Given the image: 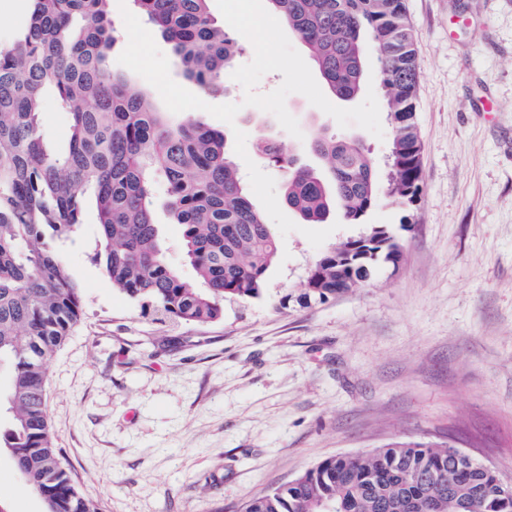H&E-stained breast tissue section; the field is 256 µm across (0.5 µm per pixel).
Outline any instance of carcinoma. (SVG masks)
<instances>
[{"mask_svg":"<svg viewBox=\"0 0 512 512\" xmlns=\"http://www.w3.org/2000/svg\"><path fill=\"white\" fill-rule=\"evenodd\" d=\"M23 36L0 47V397L10 423L0 440L45 512H99L78 490L56 448L47 413L48 366L83 313L82 288L60 250L96 213L94 260L112 286L161 320L203 326L224 319V302L260 299L278 251L226 146L227 131L173 125L147 95L108 68L117 42L108 0H31ZM180 56L202 90L224 81L238 47L211 17L208 0H132ZM308 47L330 93L355 99L365 40L380 51L381 85L394 129L388 187L380 192L358 138L315 134L301 162L276 140L256 150L280 173L282 201L305 224L333 214L356 224L381 198L400 208L421 193L422 142L415 121L418 63L406 0H268ZM51 89L71 119L68 149L45 138L42 94ZM184 228L183 261L172 265L155 219L156 188ZM402 244L373 225L322 253L293 300L321 303L398 266ZM512 512L494 469L446 443L396 441L365 455L337 456L288 484L253 497L243 512Z\"/></svg>","mask_w":512,"mask_h":512,"instance_id":"1","label":"carcinoma"}]
</instances>
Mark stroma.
Returning a JSON list of instances; mask_svg holds the SVG:
<instances>
[{"label": "stroma", "instance_id": "stroma-1", "mask_svg": "<svg viewBox=\"0 0 512 512\" xmlns=\"http://www.w3.org/2000/svg\"><path fill=\"white\" fill-rule=\"evenodd\" d=\"M419 61L416 123L422 192L409 211L385 202L313 247L280 237L258 300L224 305L206 326L154 320L113 288L94 260V213L62 253L84 315L48 367L55 442L80 492L101 512H241L322 460L394 441H445L512 480V0H406ZM174 81L234 123L259 161L258 137L302 149L318 131L356 136L386 179L382 137L336 120L299 93L286 108L302 131L242 106L225 78L201 93L163 37ZM401 234L400 266L308 308L297 294L323 250L372 225ZM0 453V504L43 512Z\"/></svg>", "mask_w": 512, "mask_h": 512}]
</instances>
